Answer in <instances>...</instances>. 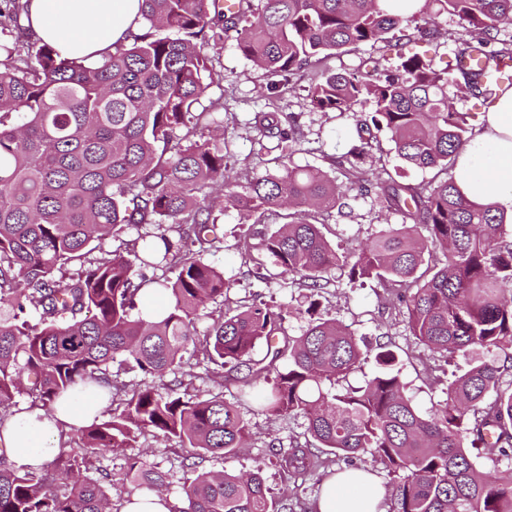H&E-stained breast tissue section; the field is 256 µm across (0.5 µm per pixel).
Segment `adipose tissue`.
Instances as JSON below:
<instances>
[{
    "label": "adipose tissue",
    "mask_w": 512,
    "mask_h": 512,
    "mask_svg": "<svg viewBox=\"0 0 512 512\" xmlns=\"http://www.w3.org/2000/svg\"><path fill=\"white\" fill-rule=\"evenodd\" d=\"M28 11L38 39L77 59H100L141 22L139 0H28ZM455 181L470 201L493 203L512 218V87L482 114L480 130L458 153ZM108 399L106 388L91 386L75 397L60 396L52 411L15 412L0 424V447L16 469L40 468L57 452L62 430L91 423ZM382 500L371 474L348 469L325 482L316 512H381Z\"/></svg>",
    "instance_id": "1"
}]
</instances>
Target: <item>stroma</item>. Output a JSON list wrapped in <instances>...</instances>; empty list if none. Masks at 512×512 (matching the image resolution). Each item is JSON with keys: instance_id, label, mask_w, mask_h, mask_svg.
Returning a JSON list of instances; mask_svg holds the SVG:
<instances>
[{"instance_id": "1", "label": "stroma", "mask_w": 512, "mask_h": 512, "mask_svg": "<svg viewBox=\"0 0 512 512\" xmlns=\"http://www.w3.org/2000/svg\"><path fill=\"white\" fill-rule=\"evenodd\" d=\"M432 23L439 31L438 37L414 40L406 44L405 50L432 59L436 68L441 69L454 58L455 43L451 35L458 32L460 26L456 18L445 14L433 16ZM205 51L211 59L214 73L219 77L218 85L209 89L207 97L223 103L224 152L229 163L231 188L235 191L240 190L247 177L264 173L271 159L282 153L278 138H257L251 126L255 113L268 111L283 116L293 113L299 119L302 136L290 158L291 164L317 167L330 178L343 181L336 158L352 145L357 137L358 119L369 114L372 106L370 102L361 100L344 113L314 108L308 96L309 84L316 73L357 69L371 56H385L390 65L395 62L393 53L384 54L379 48L362 45L302 71L291 80L288 88L268 100L260 95L261 86L267 82L266 77L243 57L234 42L212 43L206 46ZM216 207L215 217L224 231V246L209 254L208 260L223 271L225 279L230 280L229 302L254 295L274 306H307L304 289L284 288L276 281L263 283L248 275L249 265L243 248L260 243L254 220L224 202H217ZM405 221L402 212L386 208L379 194L355 192L327 217L324 233L333 246L351 249L371 238L381 225ZM398 304L396 292L385 290L375 282L352 285L347 279L337 278L321 293L319 315L342 321L365 337L368 343L390 344L399 356L402 377L414 405L426 413L445 398L444 387L438 382L441 375L439 362L431 355H418L407 317H396L391 313ZM249 419L252 437L248 446L236 457L210 460V469L239 473L263 466V475L273 494H295L302 497L307 506H314L321 491L315 477L310 476L305 482L297 483L267 463L268 442L274 438L286 442L302 436V422L288 418L270 419L257 412L250 413Z\"/></svg>"}]
</instances>
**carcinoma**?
I'll return each instance as SVG.
<instances>
[{"label":"carcinoma","mask_w":512,"mask_h":512,"mask_svg":"<svg viewBox=\"0 0 512 512\" xmlns=\"http://www.w3.org/2000/svg\"><path fill=\"white\" fill-rule=\"evenodd\" d=\"M381 0H239L226 14L215 0H141L145 33H133L98 64L63 56L39 41L35 62L18 63L16 46L0 42V423L15 395L28 393L50 409L55 398L95 381L121 398L123 409L82 427L80 446L62 448L50 463L21 472L0 448V512H114L91 459L124 457L130 494L162 493L173 472L127 453L146 434L178 439L186 455L180 504L173 512H296L299 497H275L263 470L234 475L203 469L236 456L250 437L247 402L269 418H301L305 435L288 445L268 443L269 463L291 478L338 461L369 456L394 481L388 512H512V228L495 205L468 200L448 163L472 137L467 113L448 102V85L489 104L512 87V42L498 38L512 21V0H430L458 19L456 64L439 72L417 55L399 54L393 69L370 57L368 75L326 72L310 86L311 102L346 112L366 99L358 142L338 160V183L310 166L284 165L246 179L225 196L230 207L256 214V223L288 210V221L262 235L270 271L249 257L260 281L317 293L333 272L355 282L375 280L404 289L416 345L448 364V398L429 414L406 395L397 356L376 345L374 375L346 382L371 352L336 319H318L299 336L284 324L289 308L249 299L215 319L198 336L200 312L223 305L232 283L204 260L222 248L210 203L229 181L224 147L193 139L218 123V103L202 105L216 82L205 45L235 42L274 94L313 63L360 45L394 43L392 32L415 16L393 13ZM27 4L0 0V31L23 32ZM390 135L408 166L436 171L428 184L401 183L367 166L381 150L371 129ZM262 137L292 151L299 128L280 126L274 112L254 117ZM376 187L387 207L411 224H384L351 251L334 247L319 217L349 191ZM142 229L132 249L88 254L125 227ZM442 253L440 262L436 253ZM142 268L161 275L146 280ZM176 270L175 278L167 276ZM169 296L153 321L133 315L143 287ZM261 359L254 358L259 345ZM193 351H188V346ZM480 348L503 360H475ZM227 370L235 401L181 391L129 392L110 368L130 365L163 379L189 363L185 354ZM492 462L485 472L476 459Z\"/></svg>","instance_id":"1"}]
</instances>
